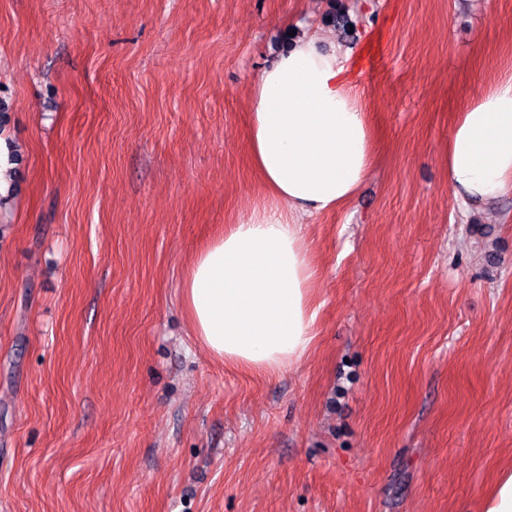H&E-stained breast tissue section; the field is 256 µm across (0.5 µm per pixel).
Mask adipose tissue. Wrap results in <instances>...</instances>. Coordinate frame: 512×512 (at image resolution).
<instances>
[{
	"instance_id": "ef3b65f1",
	"label": "adipose tissue",
	"mask_w": 512,
	"mask_h": 512,
	"mask_svg": "<svg viewBox=\"0 0 512 512\" xmlns=\"http://www.w3.org/2000/svg\"><path fill=\"white\" fill-rule=\"evenodd\" d=\"M349 57L309 31L252 89L250 159L270 203L201 246L181 282L193 335L224 363L272 377L314 345L316 271L301 227L343 209L375 155L368 114L349 91ZM448 185L465 207L512 187V77L460 113L448 141Z\"/></svg>"
}]
</instances>
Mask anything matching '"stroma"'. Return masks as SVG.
Returning <instances> with one entry per match:
<instances>
[{
    "instance_id": "obj_1",
    "label": "stroma",
    "mask_w": 512,
    "mask_h": 512,
    "mask_svg": "<svg viewBox=\"0 0 512 512\" xmlns=\"http://www.w3.org/2000/svg\"><path fill=\"white\" fill-rule=\"evenodd\" d=\"M342 2L355 32L331 0H0V512H482L512 469V188L460 216L446 153L512 76V0ZM285 18L352 47L377 147L304 226L316 339L270 379L196 342L179 286L266 202Z\"/></svg>"
}]
</instances>
